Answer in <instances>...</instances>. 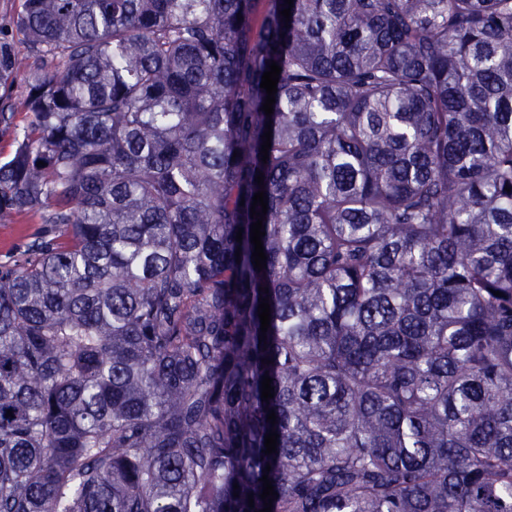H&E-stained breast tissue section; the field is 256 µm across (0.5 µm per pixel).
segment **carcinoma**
<instances>
[{"label":"carcinoma","instance_id":"cac0c4a2","mask_svg":"<svg viewBox=\"0 0 512 512\" xmlns=\"http://www.w3.org/2000/svg\"><path fill=\"white\" fill-rule=\"evenodd\" d=\"M285 8L0 31V512H512V0ZM38 215L17 218L12 224H0V264L23 257L27 246L46 229Z\"/></svg>","mask_w":512,"mask_h":512}]
</instances>
